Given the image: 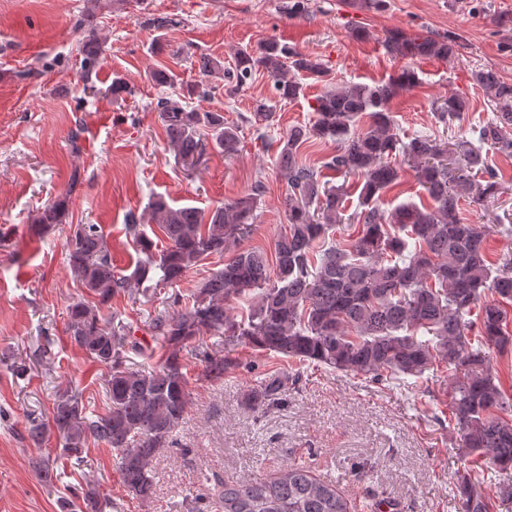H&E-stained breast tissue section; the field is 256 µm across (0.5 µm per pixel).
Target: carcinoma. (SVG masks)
<instances>
[{"label": "carcinoma", "mask_w": 512, "mask_h": 512, "mask_svg": "<svg viewBox=\"0 0 512 512\" xmlns=\"http://www.w3.org/2000/svg\"><path fill=\"white\" fill-rule=\"evenodd\" d=\"M387 52L411 60H448L458 54V37L394 30L385 40ZM82 76L91 78L100 59V41L91 28L79 47ZM235 67L202 56L203 78L220 74L225 94L232 96L261 70L281 100L304 93L302 79L327 76L317 58L275 41L256 52L238 50ZM474 84L492 103L494 118L473 131L476 142L455 143L454 151L428 136L402 139L394 131L391 108L400 94L417 83L404 68L385 82L328 85L317 96L314 119L294 125L279 141L277 164L287 180L288 224L274 243V257L241 242L253 226L252 195L224 202L209 211L173 207L162 196L149 200L142 213L124 224L137 259L132 270H116L111 249L96 224H78L66 239L74 278L93 296L68 309L74 343L107 369V409L86 411L82 392L58 395L52 422L62 452L82 461L91 437L112 448L121 483L128 493L149 500L153 493L150 464L170 447L173 434L190 404L188 379L180 351L205 335L236 337L251 347L303 363H314L372 379H423L443 364L455 372L449 402L450 419L461 431L462 448L479 460L481 475L457 478L462 512H507L512 484L502 483L496 500L483 489L484 475L512 470V395L502 389L490 353L512 351L507 306L512 305V252L491 258V233L512 236V216L496 223L465 224L464 201L488 204L506 190L503 174L488 163L489 147L512 156V82L493 67L473 72ZM470 110L468 98L452 93L439 101L436 114L450 123ZM175 155L195 161L208 149L231 156L240 141L239 127L224 113L188 110L179 99L163 98L155 107ZM368 127L357 129L362 116ZM274 105L255 101L247 122L256 132L270 126ZM336 145L322 169L300 158L312 140ZM414 177L429 203L380 207L384 194L403 185L404 172ZM356 178L358 210L346 214L349 185L333 178ZM358 221L357 235L323 248L330 232ZM35 222H66V202L43 208ZM230 257L185 298L170 295L178 310L163 311L150 321L152 335L169 349L157 366L128 365L129 354L144 347L132 329L115 328L100 316V307L120 293L142 288L145 297L176 288L183 276L210 256ZM254 298L246 315L237 318V301ZM209 376L220 378L234 364L202 351ZM299 376L265 379L247 402L260 409L279 401L296 387ZM112 500L93 484L82 489L73 512H105ZM215 512H353L331 480L289 463L270 479L226 482L212 501Z\"/></svg>", "instance_id": "obj_1"}]
</instances>
